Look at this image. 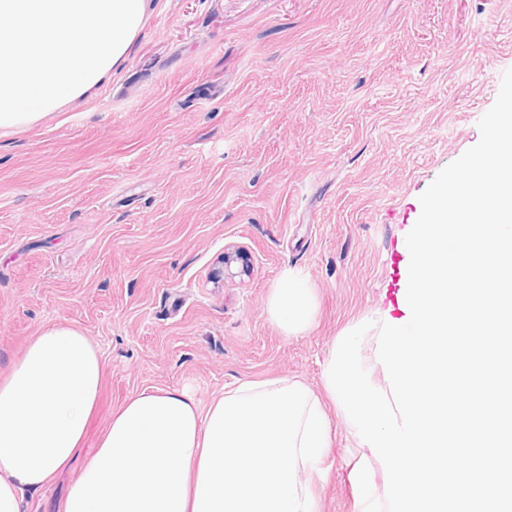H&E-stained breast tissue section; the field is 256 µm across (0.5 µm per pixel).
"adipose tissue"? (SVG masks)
<instances>
[{"label":"adipose tissue","mask_w":512,"mask_h":512,"mask_svg":"<svg viewBox=\"0 0 512 512\" xmlns=\"http://www.w3.org/2000/svg\"><path fill=\"white\" fill-rule=\"evenodd\" d=\"M147 0H0V128L92 99L127 58ZM287 333L313 322L314 294L282 274L268 299ZM98 349L74 326L32 336L0 380V512L75 458L99 398ZM331 441L320 399L287 378L246 381L199 411L186 391L144 390L110 420L62 512H319L302 473L324 475Z\"/></svg>","instance_id":"adipose-tissue-1"}]
</instances>
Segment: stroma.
<instances>
[{
	"label": "stroma",
	"instance_id": "obj_1",
	"mask_svg": "<svg viewBox=\"0 0 512 512\" xmlns=\"http://www.w3.org/2000/svg\"><path fill=\"white\" fill-rule=\"evenodd\" d=\"M512 69V0H152L90 101L0 129V378L28 341L80 328L104 367L73 464L28 493L61 512L112 413L146 388L207 410L242 381L323 394L335 341L400 316L420 195L474 146ZM251 275L209 280L229 245ZM314 290L290 335L284 271ZM321 512H359L333 403ZM268 311L273 321L288 334L303 332L313 322V290L298 273L286 271L269 296Z\"/></svg>",
	"mask_w": 512,
	"mask_h": 512
}]
</instances>
